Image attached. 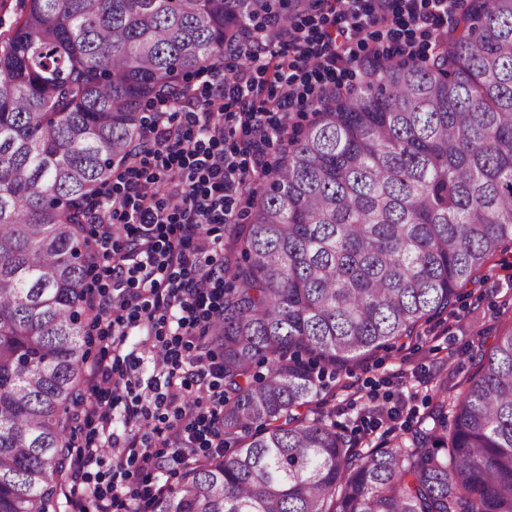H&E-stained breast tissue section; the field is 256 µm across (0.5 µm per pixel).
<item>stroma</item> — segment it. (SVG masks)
Masks as SVG:
<instances>
[{"label": "stroma", "instance_id": "obj_1", "mask_svg": "<svg viewBox=\"0 0 512 512\" xmlns=\"http://www.w3.org/2000/svg\"><path fill=\"white\" fill-rule=\"evenodd\" d=\"M484 274L481 283L464 288L455 306L424 324L404 347L376 351L329 381L321 397L337 423L355 428L370 402L398 406L399 419L375 435L402 434L429 410L436 379L461 381L472 374V349L512 325V248L493 257Z\"/></svg>", "mask_w": 512, "mask_h": 512}]
</instances>
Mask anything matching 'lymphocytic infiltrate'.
<instances>
[{"label": "lymphocytic infiltrate", "mask_w": 512, "mask_h": 512, "mask_svg": "<svg viewBox=\"0 0 512 512\" xmlns=\"http://www.w3.org/2000/svg\"><path fill=\"white\" fill-rule=\"evenodd\" d=\"M337 23L318 31L288 28L291 56L274 72L275 85L264 106H255L258 87L251 74L218 83L203 106L186 112L184 126L165 120L161 103L141 141L126 150L130 163L111 195L93 204L98 226L99 266L107 282L93 302L110 342L108 358L89 368L94 393L102 401L86 414L93 436L72 462L75 481H88L100 468L99 439L111 438L112 406L104 397L121 392L129 420L144 426L165 422L172 431L157 443L128 440L114 446L116 466L106 485L93 489L94 512L138 502L155 491L149 477L185 449L218 452L224 447L218 421L224 407V366L196 330L224 307V270L209 253L200 230L233 221L232 201L269 171L268 156L292 113L312 109L344 78L377 67L398 44L408 59H426L441 31L466 11L467 0H322ZM236 109L228 112L225 101ZM240 129L244 146L229 143L228 130ZM126 224L135 244L115 249L103 223L104 211ZM142 328L162 380L152 401L137 392L139 380L121 369L131 328ZM142 483L128 487L131 473Z\"/></svg>", "instance_id": "1"}]
</instances>
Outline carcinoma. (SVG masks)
Returning <instances> with one entry per match:
<instances>
[{
    "mask_svg": "<svg viewBox=\"0 0 512 512\" xmlns=\"http://www.w3.org/2000/svg\"><path fill=\"white\" fill-rule=\"evenodd\" d=\"M425 64L313 107L229 229L230 452L189 454L150 512H512V327L408 437L312 413L325 377L416 335L512 246V0H476ZM313 0H29L0 43V512H60L85 390L88 202L189 77L251 66ZM266 366V373L257 368Z\"/></svg>",
    "mask_w": 512,
    "mask_h": 512,
    "instance_id": "cac0c4a2",
    "label": "carcinoma"
}]
</instances>
